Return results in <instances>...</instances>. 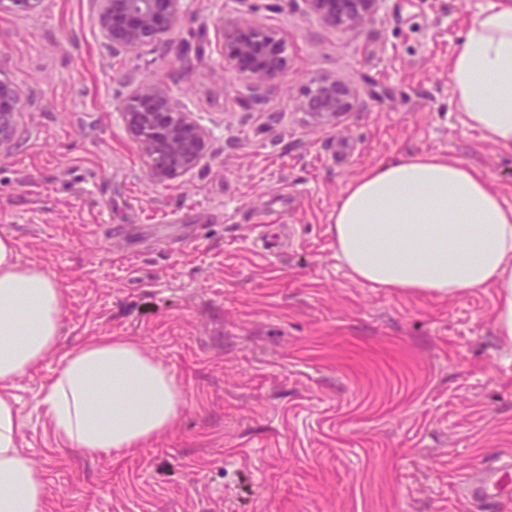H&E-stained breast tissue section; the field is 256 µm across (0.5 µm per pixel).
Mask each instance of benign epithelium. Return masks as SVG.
I'll return each instance as SVG.
<instances>
[{
    "instance_id": "7a95c632",
    "label": "benign epithelium",
    "mask_w": 512,
    "mask_h": 512,
    "mask_svg": "<svg viewBox=\"0 0 512 512\" xmlns=\"http://www.w3.org/2000/svg\"><path fill=\"white\" fill-rule=\"evenodd\" d=\"M103 38L114 50L145 47L165 54L168 34L181 18L183 0H97ZM307 9L327 26L359 31L376 18L382 0H304ZM224 61L247 82L253 99L266 92L287 72L284 40L258 21L240 17L224 21ZM358 92L336 76L321 79L300 102V108L319 126H334L355 110ZM124 124L137 145L151 178L165 184L183 177L203 159L209 129L195 113L160 87L141 83L120 108ZM21 100L13 84L0 80V156L17 139Z\"/></svg>"
}]
</instances>
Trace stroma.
<instances>
[{
  "mask_svg": "<svg viewBox=\"0 0 512 512\" xmlns=\"http://www.w3.org/2000/svg\"><path fill=\"white\" fill-rule=\"evenodd\" d=\"M490 0H383L360 31L303 0H184L172 48L113 53L95 0H0V80L23 102L0 157V235L68 296L63 341H137L175 375L174 428L85 458L34 409L58 356L16 382L19 444L42 512H512V339L495 293L406 295L356 281L330 216L392 158L481 169L512 205V155L470 129L448 62ZM287 44L265 102L224 62L225 18ZM355 86L336 126L299 108L319 80ZM170 91L210 131L191 173L152 182L119 112L131 83ZM279 225L280 253L259 250ZM492 474L482 497L466 476Z\"/></svg>",
  "mask_w": 512,
  "mask_h": 512,
  "instance_id": "1",
  "label": "stroma"
}]
</instances>
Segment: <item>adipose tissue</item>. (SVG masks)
Masks as SVG:
<instances>
[{
  "label": "adipose tissue",
  "instance_id": "obj_1",
  "mask_svg": "<svg viewBox=\"0 0 512 512\" xmlns=\"http://www.w3.org/2000/svg\"><path fill=\"white\" fill-rule=\"evenodd\" d=\"M465 124L512 153V0H490L448 64ZM351 275L411 295L494 289L495 324L512 338V206L478 168L444 154L404 155L347 185L331 215ZM68 297L54 274L21 262L0 236V512H41L42 472L18 444L13 392L60 355L36 408L56 442L85 456L138 448L175 425L183 394L171 371L124 336L61 348Z\"/></svg>",
  "mask_w": 512,
  "mask_h": 512
}]
</instances>
